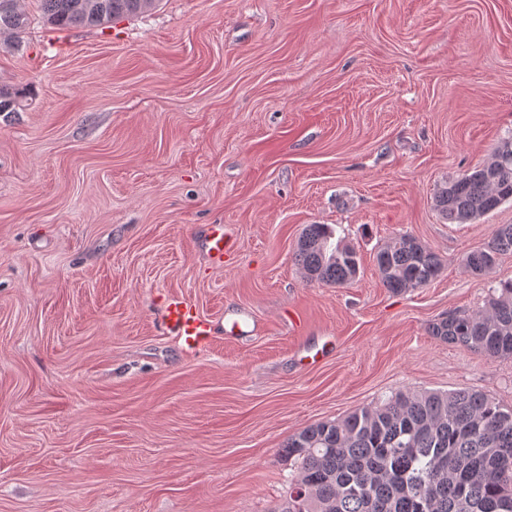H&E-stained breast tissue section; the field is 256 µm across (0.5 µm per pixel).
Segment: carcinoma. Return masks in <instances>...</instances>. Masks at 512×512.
<instances>
[{"instance_id":"obj_1","label":"carcinoma","mask_w":512,"mask_h":512,"mask_svg":"<svg viewBox=\"0 0 512 512\" xmlns=\"http://www.w3.org/2000/svg\"><path fill=\"white\" fill-rule=\"evenodd\" d=\"M57 29L103 26L151 9L156 0H40ZM29 17L19 0H0V33L20 40ZM23 89L0 85V113L24 109ZM435 208L450 224L475 220L512 201V139L490 160L436 190ZM328 224L305 227L295 258L307 278L342 286L359 271L356 250L332 244ZM512 251V224L464 258L484 276ZM383 285L392 292L420 288L438 277L437 253L405 235L376 254ZM429 332L490 357H512V280L503 282L475 313H450ZM298 475L275 512H512V408L469 390L399 392L333 422L288 437Z\"/></svg>"}]
</instances>
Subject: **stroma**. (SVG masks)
Listing matches in <instances>:
<instances>
[{"instance_id": "1", "label": "stroma", "mask_w": 512, "mask_h": 512, "mask_svg": "<svg viewBox=\"0 0 512 512\" xmlns=\"http://www.w3.org/2000/svg\"><path fill=\"white\" fill-rule=\"evenodd\" d=\"M0 35V512H274L288 437L397 392L512 408V358L429 332L512 280L465 256L512 201L465 224L434 193L512 138V0H159L58 30L38 0ZM234 241L223 268L207 225ZM360 257L307 281V225ZM442 260L394 293L378 250ZM211 319L190 353L163 298ZM27 93L24 89L12 86L0 85V113L1 112H19L26 106L24 101Z\"/></svg>"}]
</instances>
